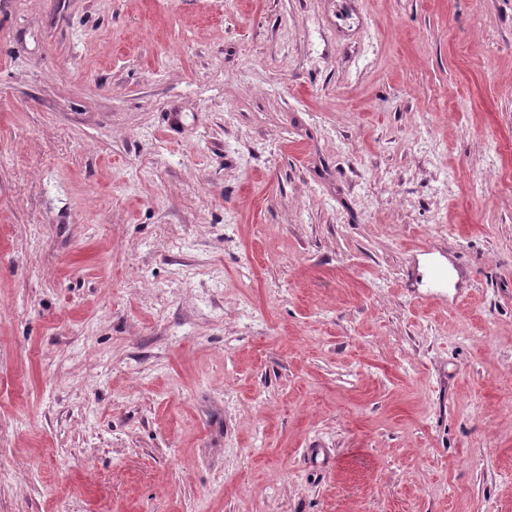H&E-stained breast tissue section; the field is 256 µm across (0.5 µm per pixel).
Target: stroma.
I'll return each mask as SVG.
<instances>
[{"label":"stroma","mask_w":512,"mask_h":512,"mask_svg":"<svg viewBox=\"0 0 512 512\" xmlns=\"http://www.w3.org/2000/svg\"><path fill=\"white\" fill-rule=\"evenodd\" d=\"M0 512H512V0H0Z\"/></svg>","instance_id":"1"}]
</instances>
